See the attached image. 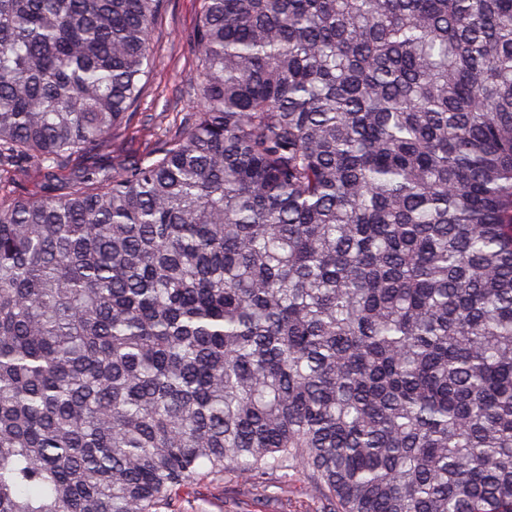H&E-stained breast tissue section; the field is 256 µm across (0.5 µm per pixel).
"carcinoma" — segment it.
I'll use <instances>...</instances> for the list:
<instances>
[{
  "mask_svg": "<svg viewBox=\"0 0 512 512\" xmlns=\"http://www.w3.org/2000/svg\"><path fill=\"white\" fill-rule=\"evenodd\" d=\"M0 0V512L300 469L333 512H512V0ZM199 0H167L163 15L155 23L151 33L154 49L161 58V66L154 73L135 112H141V120L112 134L109 146L99 152L93 161L107 164L111 160L142 154L160 146L158 132L148 121L149 114L162 115L163 126L173 133L185 112L197 109L195 102L183 94V87L196 68V57L187 39L198 14ZM144 123L147 126H143ZM6 178V184L15 187V189L22 194L36 195L43 187L42 174L34 169L27 168L20 171H11L7 175L2 176V181Z\"/></svg>",
  "mask_w": 512,
  "mask_h": 512,
  "instance_id": "cac0c4a2",
  "label": "carcinoma"
}]
</instances>
